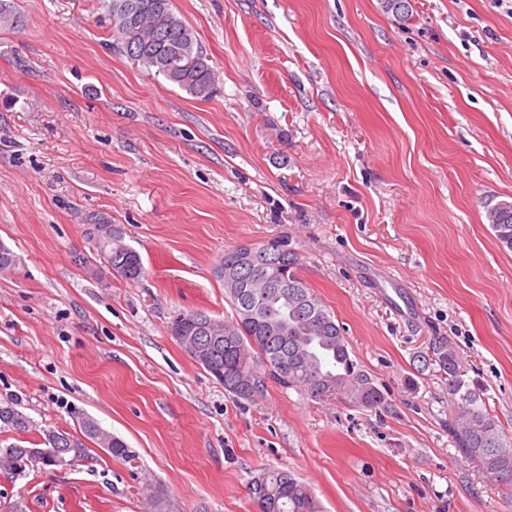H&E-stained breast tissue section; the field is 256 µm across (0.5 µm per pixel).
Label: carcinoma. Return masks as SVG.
I'll use <instances>...</instances> for the list:
<instances>
[{
	"label": "carcinoma",
	"instance_id": "obj_1",
	"mask_svg": "<svg viewBox=\"0 0 512 512\" xmlns=\"http://www.w3.org/2000/svg\"><path fill=\"white\" fill-rule=\"evenodd\" d=\"M112 45L167 82L188 93L206 98L213 92L215 77L206 52L193 29L173 10V0H108L105 4ZM24 25V17L0 0V24ZM196 66L176 75L161 69L159 59L180 65L185 56ZM490 227L497 240L512 249V202L500 201L488 209ZM101 263L112 265V273L136 283L144 276L140 254L132 252L121 262L113 259V240L95 246ZM280 266L257 260L252 269L253 287L244 292L224 286L234 317L230 321L200 310L180 313L169 326L170 334L197 364L207 371L224 368V390L253 400L263 394L268 381L284 389H296L320 400L341 394L364 407H375L382 397L368 375L351 358L343 328L325 303L297 274L298 257L283 244ZM432 360L448 375V389L456 400L452 426L461 454L480 465L506 485L512 484V442L502 438L493 415L477 407L478 398L464 389L455 352L445 341L432 346ZM81 436L67 432L44 433L43 444H69L87 456L85 440L99 448L112 449L111 456L125 462L135 458L126 443L105 430L86 414L78 415ZM0 423L18 435H28L35 426L15 401L0 403ZM53 462L29 457V448L12 444L0 448V471L21 475L25 467ZM249 491L259 512H322L310 488L288 471L267 469L254 476Z\"/></svg>",
	"mask_w": 512,
	"mask_h": 512
}]
</instances>
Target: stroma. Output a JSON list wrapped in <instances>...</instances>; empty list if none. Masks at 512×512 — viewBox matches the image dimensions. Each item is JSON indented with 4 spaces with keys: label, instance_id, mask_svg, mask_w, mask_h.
<instances>
[{
    "label": "stroma",
    "instance_id": "35a3bbf8",
    "mask_svg": "<svg viewBox=\"0 0 512 512\" xmlns=\"http://www.w3.org/2000/svg\"><path fill=\"white\" fill-rule=\"evenodd\" d=\"M0 26V401L37 430L84 412L67 469L0 472V512H258L248 485L293 472L324 512H512V487L458 451L444 339L512 441V0H173L215 76L200 98L114 51L102 0H10ZM106 218L142 257L92 256ZM286 242L344 329L378 407L269 383L233 397L171 336L227 319L225 251ZM490 227L497 240L512 249V202L500 201L488 209ZM129 247L133 252L129 255L127 260L125 258V260L120 263L118 260L113 259V252H115L113 248V237L112 239L102 240L95 246V249L99 260H101L104 266L111 270L109 264L112 265V274H117L128 282L137 283L144 276L145 268L140 254L131 246ZM78 419L80 420L79 429L81 435L85 439L92 441L101 449L109 450L112 448L110 454L113 458L121 459L125 462L132 461L135 458V455L132 454L133 452L127 447L126 443L105 430L96 419L83 413L78 415Z\"/></svg>",
    "mask_w": 512,
    "mask_h": 512
}]
</instances>
